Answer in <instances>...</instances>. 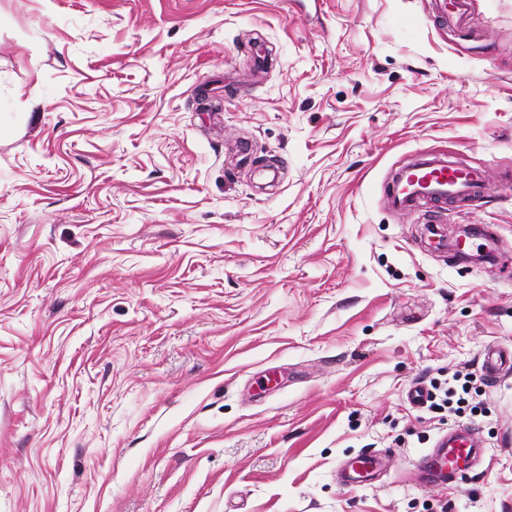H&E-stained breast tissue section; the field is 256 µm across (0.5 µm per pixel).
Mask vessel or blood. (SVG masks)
Listing matches in <instances>:
<instances>
[{
	"mask_svg": "<svg viewBox=\"0 0 512 512\" xmlns=\"http://www.w3.org/2000/svg\"><path fill=\"white\" fill-rule=\"evenodd\" d=\"M485 176L480 169L452 163L425 162L422 167L405 170L391 183L386 205L395 211H409L422 203L452 204L480 197ZM481 369L491 379L512 371V350L491 347L483 357ZM476 433L468 426H458L452 435L441 436L435 451L422 453L416 470L424 482L457 486L468 480L475 464L471 446ZM388 457L375 451H363L350 462L338 463L336 474L341 486L353 488L374 484L384 472Z\"/></svg>",
	"mask_w": 512,
	"mask_h": 512,
	"instance_id": "vessel-or-blood-1",
	"label": "vessel or blood"
}]
</instances>
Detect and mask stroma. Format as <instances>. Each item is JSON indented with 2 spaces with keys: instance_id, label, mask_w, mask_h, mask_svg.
Wrapping results in <instances>:
<instances>
[{
  "instance_id": "obj_1",
  "label": "stroma",
  "mask_w": 512,
  "mask_h": 512,
  "mask_svg": "<svg viewBox=\"0 0 512 512\" xmlns=\"http://www.w3.org/2000/svg\"><path fill=\"white\" fill-rule=\"evenodd\" d=\"M0 0V512H512V374L485 461L416 381L512 347V0ZM479 201L389 209L406 164ZM393 449L347 489L339 461ZM448 6L446 2L439 4V10L442 14L441 18L448 17V23H453L461 31L466 27V17L470 11L472 2L471 0H450ZM447 7L450 8L448 12ZM450 434L438 439L437 447L440 448L424 452L417 458L415 467L424 482L459 486L470 477L469 473L476 465L472 448L476 444V432L471 427L458 426Z\"/></svg>"
}]
</instances>
